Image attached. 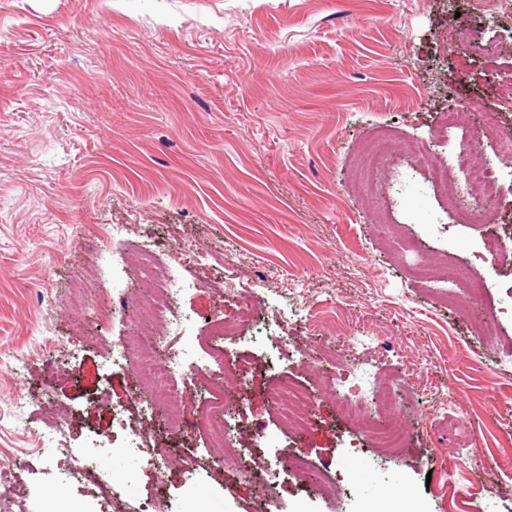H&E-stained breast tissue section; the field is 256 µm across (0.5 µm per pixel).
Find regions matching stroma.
<instances>
[{"label":"stroma","mask_w":512,"mask_h":512,"mask_svg":"<svg viewBox=\"0 0 512 512\" xmlns=\"http://www.w3.org/2000/svg\"><path fill=\"white\" fill-rule=\"evenodd\" d=\"M511 72L512 27L479 21L469 0H0V455L23 451L11 484L0 483V512H37L27 491L60 489L52 439L78 452L111 435L113 410L137 418L135 374L109 356L128 339L155 343L128 319L151 298V281L127 266L146 244L178 279L206 262L261 297L255 322L209 347L190 341L223 313V292L192 288L178 304L192 322L177 345L200 359L207 383L236 372L224 393L243 403L246 455L272 459V436L327 476L345 468L355 494L393 488L426 512L447 509L427 475L474 458L505 492L468 495L467 512H512V321L477 336L471 308L447 300L458 282L410 265L449 262L483 283L488 310L500 269L466 248L484 226L458 223L432 169L402 149L436 113L477 101L467 123L433 141L447 159L471 141L481 109L498 107ZM384 129V168L352 179ZM116 224L128 233L113 235ZM183 237L198 252L176 251ZM116 272L128 298L111 294ZM105 294L113 317L99 327L90 314ZM293 312L301 320L270 359L253 339ZM348 323L385 342L365 370L397 380L405 445L377 474L366 464L381 450L333 384L353 358L338 339ZM280 381L317 399L301 431L284 429L266 397ZM96 394L103 404L79 414ZM447 399L468 441L433 421ZM155 429L171 457L206 466L200 490L220 512H354L353 501L306 492L294 470L268 480L226 467L205 434L171 432L165 414Z\"/></svg>","instance_id":"35a3bbf8"}]
</instances>
